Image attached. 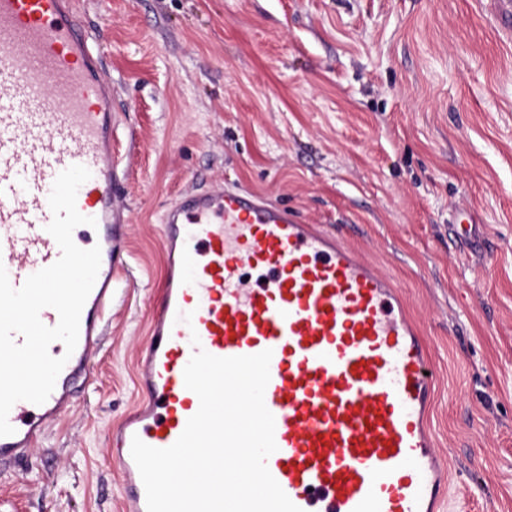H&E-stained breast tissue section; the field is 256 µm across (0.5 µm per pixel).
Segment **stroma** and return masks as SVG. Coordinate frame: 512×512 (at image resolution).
<instances>
[{
  "instance_id": "obj_1",
  "label": "stroma",
  "mask_w": 512,
  "mask_h": 512,
  "mask_svg": "<svg viewBox=\"0 0 512 512\" xmlns=\"http://www.w3.org/2000/svg\"><path fill=\"white\" fill-rule=\"evenodd\" d=\"M81 3L119 106L121 290L43 451L0 466V512H122L105 448L143 398L160 220L216 181L393 276L437 373L434 449L470 489L453 512H512V43L479 0ZM457 208L476 251L453 235Z\"/></svg>"
}]
</instances>
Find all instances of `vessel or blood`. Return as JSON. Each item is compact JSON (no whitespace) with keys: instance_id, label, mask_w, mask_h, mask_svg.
<instances>
[{"instance_id":"vessel-or-blood-1","label":"vessel or blood","mask_w":512,"mask_h":512,"mask_svg":"<svg viewBox=\"0 0 512 512\" xmlns=\"http://www.w3.org/2000/svg\"><path fill=\"white\" fill-rule=\"evenodd\" d=\"M512 37V0H488ZM112 81L76 0H0V265L21 287L57 261L47 227L57 175L91 177L76 198L94 218L101 265L49 398L20 401L0 437V464L32 455L68 409L116 293L127 227L115 223L119 164ZM166 273L138 358L147 397L109 439L123 472L124 512H147L133 438L171 446L199 409L184 369L195 349L217 357L271 350L264 401L275 420L267 467L302 512H445L468 489L441 479L426 414L436 377L392 279L336 235L255 193L188 192L162 216ZM191 322H182L183 314Z\"/></svg>"}]
</instances>
